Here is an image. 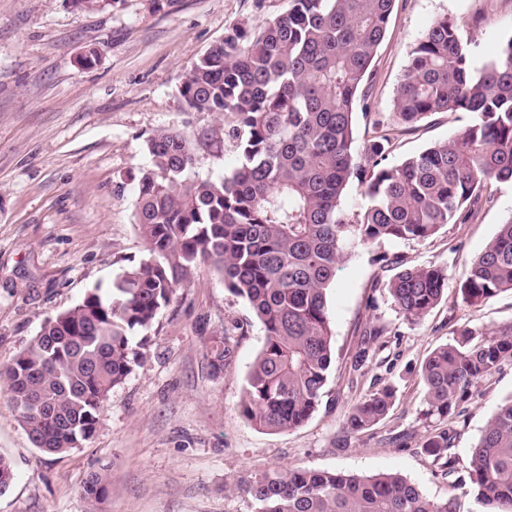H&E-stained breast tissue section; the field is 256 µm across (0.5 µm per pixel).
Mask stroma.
I'll return each instance as SVG.
<instances>
[{"label":"stroma","mask_w":512,"mask_h":512,"mask_svg":"<svg viewBox=\"0 0 512 512\" xmlns=\"http://www.w3.org/2000/svg\"><path fill=\"white\" fill-rule=\"evenodd\" d=\"M287 6L288 0H108L88 12L72 0H0V366L48 317L146 259L135 214L147 138L162 127L195 137L218 128L215 114L185 110L178 93L183 77L231 27L259 28ZM442 16L471 40L478 66L495 60L512 37V0H396L371 93L384 129L395 126L393 99L412 48ZM90 48L98 51L96 61L80 65ZM473 120L468 112L431 116L399 136L388 164ZM234 161L230 147L201 146L188 175L218 179ZM489 192L471 223L423 241L350 248L327 291L336 359L316 411L297 429L263 431L241 416L264 330L247 302L206 265L145 331L141 364L112 389L94 435L78 448L41 452L0 394V455L14 470L0 512H251L249 497L233 482L280 467L396 473L427 498H451L459 512H474L470 487L456 485L423 443L447 430L450 454L466 461L497 407L512 396V362L441 420L425 415L421 367L456 329L512 322L511 292L472 306L458 293L471 260L512 215V183ZM393 256L407 267L447 268V296L419 324L401 316L385 288ZM372 320L386 331L359 365L362 332ZM229 327L235 358L216 376L207 341ZM385 386L396 392L385 419L345 434L349 408ZM102 471L110 477L106 496L86 498V479Z\"/></svg>","instance_id":"stroma-1"}]
</instances>
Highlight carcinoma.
Segmentation results:
<instances>
[{
	"label": "carcinoma",
	"mask_w": 512,
	"mask_h": 512,
	"mask_svg": "<svg viewBox=\"0 0 512 512\" xmlns=\"http://www.w3.org/2000/svg\"><path fill=\"white\" fill-rule=\"evenodd\" d=\"M394 4L288 0L282 14L258 29L232 28L192 62L179 96L191 112L224 118L219 132L236 164L220 179H191L195 146L213 145L211 137L172 128L148 137L136 209L148 258L46 319L0 368V389L35 447L57 454L93 436L112 388L142 359L133 337L152 327L203 264L264 328L242 416L264 431L300 427L316 411L334 362L327 290L348 246L426 240L473 221L489 184L512 182V37L477 68L470 43L446 16L413 47L394 116L404 131L440 112H470L474 123L394 166L386 164L393 148L386 134L353 151V114L359 106L370 116L374 60ZM354 183L368 203L350 217L342 198ZM385 288L417 324L443 299L447 270L403 268ZM505 291H512V215L458 285L469 305ZM235 351L229 333L210 337L212 373L230 366ZM505 361H512V322L456 330L422 365L427 415L448 417ZM393 398L386 386L351 406L345 432L378 424ZM424 448L456 472L448 431L430 433ZM462 471L484 512H512V398L488 421ZM108 485V475L95 472L84 495L97 500ZM245 491L252 512H456L453 499L431 500L394 473L276 468L250 477Z\"/></svg>",
	"instance_id": "cac0c4a2"
}]
</instances>
